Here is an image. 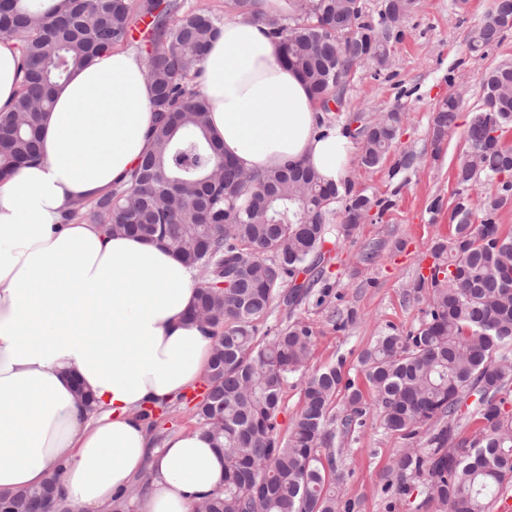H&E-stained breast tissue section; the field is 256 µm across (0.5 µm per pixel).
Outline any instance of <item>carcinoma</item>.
<instances>
[{"label":"carcinoma","instance_id":"1","mask_svg":"<svg viewBox=\"0 0 512 512\" xmlns=\"http://www.w3.org/2000/svg\"><path fill=\"white\" fill-rule=\"evenodd\" d=\"M414 0H382L379 20L363 21L361 0H309L304 19H268L283 45V60L307 81L323 111L341 100L336 75L364 60L384 68L400 23ZM148 20L146 77L152 90L151 146L128 180L70 212L109 233L138 235L176 252L207 275L197 286L194 316L211 328L215 344L206 392L196 404L199 427L224 451V489L204 493L209 512H341L336 493V435L366 413L363 392L343 382L342 364L306 371L312 327L294 320L272 336L259 335L273 302L293 310L322 279L324 244L340 190L310 167L284 164L248 172L220 156L208 132L207 103L195 77L224 16L188 10L184 0H0V33L18 50L20 91L0 112V172L41 161L39 139L51 90L72 72L116 45L130 43L133 20ZM512 29V0H493L471 33L468 49L481 53ZM481 107L465 131L468 150L456 171L448 242L431 246L436 259L425 317L407 332L379 336L360 357L384 429L414 438L431 421L447 420L429 448H404L386 487L408 493L415 483L441 512H490L512 483V232L493 215L512 206V62L490 68ZM461 99L450 95L433 117L440 144L455 125ZM405 114L378 120L362 114L348 131L361 143L360 163L375 168L397 141ZM501 186L474 223L470 183L480 177ZM346 199L340 233L348 238L372 206ZM301 377V408L281 432L277 413L288 379ZM348 409L335 422L339 393ZM475 397L474 405L467 404ZM480 422L470 441L463 422ZM58 477L36 489L0 493V512H63Z\"/></svg>","mask_w":512,"mask_h":512}]
</instances>
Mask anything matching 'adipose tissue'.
<instances>
[{
	"instance_id": "1",
	"label": "adipose tissue",
	"mask_w": 512,
	"mask_h": 512,
	"mask_svg": "<svg viewBox=\"0 0 512 512\" xmlns=\"http://www.w3.org/2000/svg\"><path fill=\"white\" fill-rule=\"evenodd\" d=\"M289 10L250 0L225 14L198 78L208 128L247 171L299 163L337 184L351 140L340 125L318 132L307 81L258 21ZM153 117L143 56L109 50L55 88L42 162L0 180V492L56 475L72 512H111L138 482L136 512H195L199 494L224 485V454L202 429L155 449L140 416L207 371L213 339L191 318L193 270L71 215L130 174Z\"/></svg>"
}]
</instances>
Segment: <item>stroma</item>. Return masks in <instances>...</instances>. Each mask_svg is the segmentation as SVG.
<instances>
[{
	"instance_id": "stroma-1",
	"label": "stroma",
	"mask_w": 512,
	"mask_h": 512,
	"mask_svg": "<svg viewBox=\"0 0 512 512\" xmlns=\"http://www.w3.org/2000/svg\"><path fill=\"white\" fill-rule=\"evenodd\" d=\"M493 0H415L401 22L402 36L391 48L384 70L364 63L347 82L342 104L326 113L327 125H347L360 113L371 118L400 110L405 119L401 134L383 163L363 167L351 158L347 182L353 193L391 201L388 210L372 207L353 237L330 244L324 262V287L295 311L273 304L265 324L273 330L294 320L309 323L314 341L308 367L317 370L344 360V376L359 388L367 383L359 359L381 333L419 326L423 303L414 285L429 276L435 259L434 240L451 235L450 213L457 189V166L467 151L464 131L482 104L486 71L512 60V30L484 54L470 53L471 31L491 9ZM462 98L456 128L442 143L432 138V117L448 95ZM413 163L400 168L403 155ZM201 389L157 415L153 445L170 433L197 427L194 406ZM432 427L422 428L414 440L387 431L376 406H369L363 422L336 441L337 468L346 475L339 488L352 501L353 512H432L422 489L392 497L385 493L384 475L400 449L426 447Z\"/></svg>"
}]
</instances>
